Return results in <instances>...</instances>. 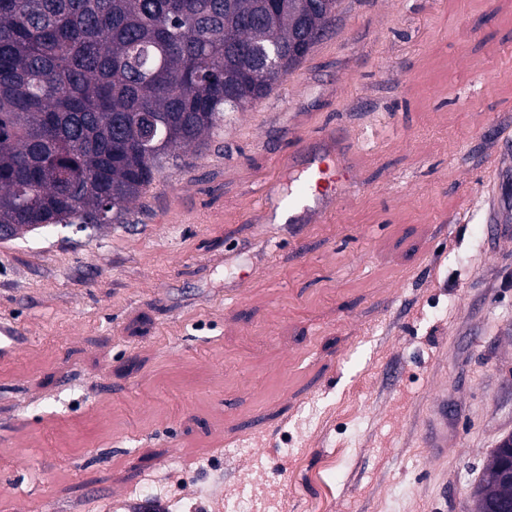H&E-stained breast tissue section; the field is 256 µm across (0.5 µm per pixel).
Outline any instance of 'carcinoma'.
Listing matches in <instances>:
<instances>
[{
	"instance_id": "1",
	"label": "carcinoma",
	"mask_w": 512,
	"mask_h": 512,
	"mask_svg": "<svg viewBox=\"0 0 512 512\" xmlns=\"http://www.w3.org/2000/svg\"><path fill=\"white\" fill-rule=\"evenodd\" d=\"M0 0V227L121 224L163 159L270 94L339 0ZM475 512L499 500L495 464Z\"/></svg>"
}]
</instances>
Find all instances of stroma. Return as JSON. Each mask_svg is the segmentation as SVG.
Masks as SVG:
<instances>
[{
  "label": "stroma",
  "instance_id": "35a3bbf8",
  "mask_svg": "<svg viewBox=\"0 0 512 512\" xmlns=\"http://www.w3.org/2000/svg\"><path fill=\"white\" fill-rule=\"evenodd\" d=\"M0 322V512H470L512 435V0H340L124 223L0 241ZM334 182V174L328 167L318 164L316 168H312L303 183V190L296 196L281 200L276 207L283 204V208L288 212L296 211L299 208L305 210L306 197L309 192L322 197L327 196L328 187Z\"/></svg>",
  "mask_w": 512,
  "mask_h": 512
}]
</instances>
